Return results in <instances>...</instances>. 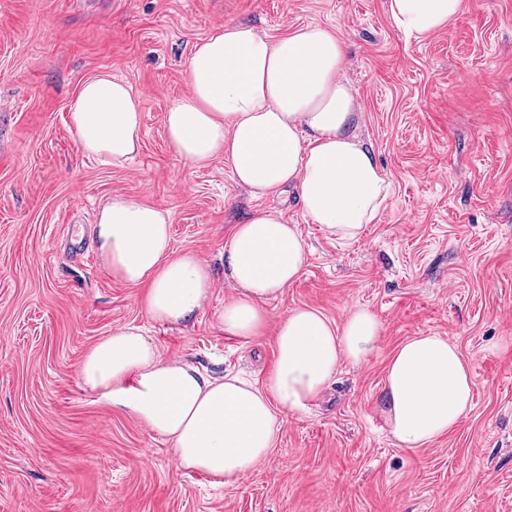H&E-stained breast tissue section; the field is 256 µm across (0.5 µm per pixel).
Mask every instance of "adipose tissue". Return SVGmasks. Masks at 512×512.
<instances>
[{"label": "adipose tissue", "mask_w": 512, "mask_h": 512, "mask_svg": "<svg viewBox=\"0 0 512 512\" xmlns=\"http://www.w3.org/2000/svg\"><path fill=\"white\" fill-rule=\"evenodd\" d=\"M463 0H389L395 25L420 38L453 20ZM346 48L336 32L311 24L279 40L227 24L196 45L186 63L188 95L173 103L165 131L176 155L196 167L223 156L238 185L262 197L293 189L312 223L337 241L357 240L391 186L354 125L357 103L340 74ZM71 130L88 156L120 163L141 146V99L102 72L70 105ZM102 267L144 289L142 307L165 326L193 321L212 296V270L192 253H174L168 211L117 195L95 226ZM307 251L282 212L254 211L234 225L224 249L233 288L217 315L225 335L252 341L267 326L265 304L303 272ZM368 307L334 326L312 308H296L275 326V361L263 383L212 378L163 358L141 327H120L83 355L79 378L110 404L167 440L177 470L213 484L251 474L270 455L279 416L320 398L338 366L368 359L381 334ZM383 415L402 448H420L455 429L472 409L470 363L446 337L404 340L385 369Z\"/></svg>", "instance_id": "obj_1"}]
</instances>
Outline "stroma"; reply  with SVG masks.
<instances>
[{"mask_svg": "<svg viewBox=\"0 0 512 512\" xmlns=\"http://www.w3.org/2000/svg\"><path fill=\"white\" fill-rule=\"evenodd\" d=\"M278 39L319 24L344 41L357 132L392 190L343 244L292 193L254 197L223 157L184 164L165 114L189 90L195 44L226 24ZM141 96L142 147L120 164L83 154L69 106L104 72ZM115 195L169 211L171 245L209 263L196 319H148L141 288L105 271L93 227ZM274 207L308 245L301 276L266 304L335 326L359 306L382 324L377 350L342 363L309 411L284 417L267 461L213 486L175 467L170 444L99 394L78 364L93 344L144 327L168 359L263 382L275 336H224L233 225ZM433 332L473 369L472 410L448 435L398 447L380 414L387 361ZM0 512H512V0H464L422 38L388 0H0Z\"/></svg>", "mask_w": 512, "mask_h": 512, "instance_id": "1", "label": "stroma"}]
</instances>
